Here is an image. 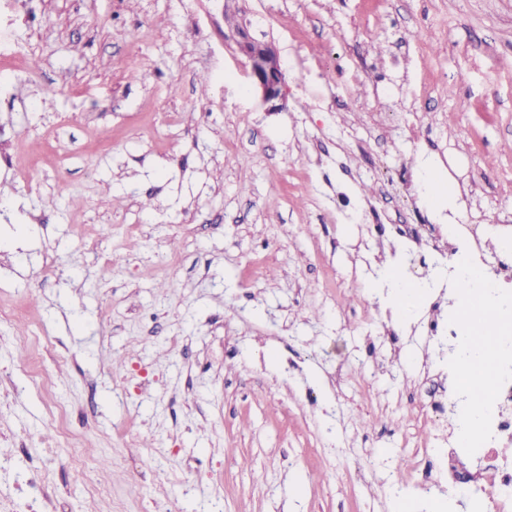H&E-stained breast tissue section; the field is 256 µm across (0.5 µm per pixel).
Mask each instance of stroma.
Wrapping results in <instances>:
<instances>
[{
  "mask_svg": "<svg viewBox=\"0 0 512 512\" xmlns=\"http://www.w3.org/2000/svg\"><path fill=\"white\" fill-rule=\"evenodd\" d=\"M246 6L278 112L220 0H0V483L42 465L51 400L109 459L95 496L55 466L56 512H399L440 356L419 325L467 295L422 276L394 317L420 250L394 227L512 265V0ZM231 32L238 53L249 67L253 92L270 111L280 109L277 102L283 99L285 71L275 42L255 34L253 20L247 10ZM386 285L392 289L393 303L396 311L401 316H406L414 306L420 288L405 281L400 269H389L387 272Z\"/></svg>",
  "mask_w": 512,
  "mask_h": 512,
  "instance_id": "obj_1",
  "label": "stroma"
}]
</instances>
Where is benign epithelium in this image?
<instances>
[{
    "mask_svg": "<svg viewBox=\"0 0 512 512\" xmlns=\"http://www.w3.org/2000/svg\"><path fill=\"white\" fill-rule=\"evenodd\" d=\"M238 53L245 59L252 78V89L259 101L271 111L280 109L283 99L285 71L280 63L278 48L274 41L257 36L249 13L241 15L232 30Z\"/></svg>",
    "mask_w": 512,
    "mask_h": 512,
    "instance_id": "obj_1",
    "label": "benign epithelium"
}]
</instances>
